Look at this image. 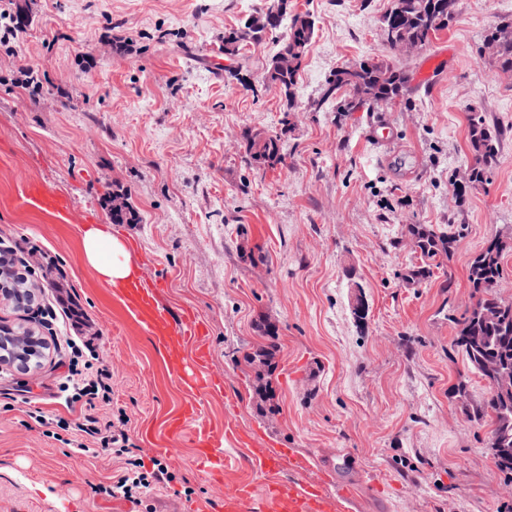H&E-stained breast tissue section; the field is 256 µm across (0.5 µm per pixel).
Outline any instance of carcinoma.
Listing matches in <instances>:
<instances>
[{
    "instance_id": "cac0c4a2",
    "label": "carcinoma",
    "mask_w": 512,
    "mask_h": 512,
    "mask_svg": "<svg viewBox=\"0 0 512 512\" xmlns=\"http://www.w3.org/2000/svg\"><path fill=\"white\" fill-rule=\"evenodd\" d=\"M457 0H395L394 7L383 17L385 39L396 51L403 42L420 48L429 46L438 32L448 28L456 14ZM287 12L273 8L262 14V20L244 22L242 28L224 36V55L233 56L238 44L247 39L258 40L269 31L285 28L279 49L267 65L265 81L283 94L293 106L296 77L315 35V19L308 13ZM484 48L502 69L512 70V22L488 31ZM408 74L392 59L377 58L336 68L325 83L317 102L322 107L330 99L347 96L345 109L354 110L366 104H390L407 91ZM501 131L487 123L480 112L468 117V141L472 161L468 166L467 184L458 188L459 201L466 190L487 182L490 169L497 164ZM249 161L259 169H274L284 163L280 138L270 134L246 137ZM461 232L443 234L428 224L405 225L407 236L422 263L410 269L406 279L421 282L433 273L434 262L450 258ZM508 240L496 236L470 261L468 280L474 303L460 318H453V346L462 350L467 366L488 384L486 400L473 407V417L490 421L488 445L503 449L494 456L497 467L512 473V301L504 300L498 288L503 277V254ZM16 350L30 357L43 356V344L32 331L20 327L12 335Z\"/></svg>"
}]
</instances>
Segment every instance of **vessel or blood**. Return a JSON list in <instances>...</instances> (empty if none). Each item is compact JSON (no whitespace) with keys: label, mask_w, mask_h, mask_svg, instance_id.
Here are the masks:
<instances>
[{"label":"vessel or blood","mask_w":512,"mask_h":512,"mask_svg":"<svg viewBox=\"0 0 512 512\" xmlns=\"http://www.w3.org/2000/svg\"><path fill=\"white\" fill-rule=\"evenodd\" d=\"M30 205L60 215L72 207L71 199L63 194L50 192L40 187L31 188ZM127 313L140 328L153 336L161 345H186L190 353L183 362L180 382L186 393V402L181 414L171 423L169 433L191 434L199 448L201 460L227 465L232 457L222 445L216 444L211 430L198 421L199 399L205 395H218L224 390V382L209 370V352L205 343L204 327L192 313L174 318L159 298V287L147 277L119 286L116 290ZM279 453L266 456L260 463L265 476L262 493H255L247 485L241 486L223 499L215 501V512H275L280 500H287L288 512H324L325 501L321 487L301 482L280 483L277 479Z\"/></svg>","instance_id":"vessel-or-blood-1"}]
</instances>
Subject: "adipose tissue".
I'll return each instance as SVG.
<instances>
[{
  "instance_id": "adipose-tissue-1",
  "label": "adipose tissue",
  "mask_w": 512,
  "mask_h": 512,
  "mask_svg": "<svg viewBox=\"0 0 512 512\" xmlns=\"http://www.w3.org/2000/svg\"><path fill=\"white\" fill-rule=\"evenodd\" d=\"M85 261L108 285L115 286L133 278L139 267L133 262L127 244L112 233L108 224H91L82 232Z\"/></svg>"
}]
</instances>
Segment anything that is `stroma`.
<instances>
[{"instance_id": "1", "label": "stroma", "mask_w": 512, "mask_h": 512, "mask_svg": "<svg viewBox=\"0 0 512 512\" xmlns=\"http://www.w3.org/2000/svg\"><path fill=\"white\" fill-rule=\"evenodd\" d=\"M16 2L20 19L0 17V251H12L33 302L26 311L0 300V324L63 332L37 310L65 287L112 373V408L176 480L144 506L101 493L122 459L76 453L46 434V423L80 415L59 390L65 369L50 348L37 371L0 368V512H193L225 488L262 486L253 462L275 448L294 451L282 480L325 483L331 497L337 483L356 484L345 512H512V474L495 465L487 424L453 394L463 371L472 403L488 385L468 372L449 321L474 302L472 257L512 234V72L481 52L488 29L512 22V0H458L429 47L397 54L411 76L405 99L354 112L314 103L338 65L386 54L382 19L394 0H288L289 12L316 20L291 105L265 83L277 33L242 43L233 59L220 49L274 0ZM234 61L245 82L224 75ZM25 68L41 88H20ZM474 110L503 139L488 182L461 202ZM248 131L280 136L284 164L253 168ZM33 184L70 196V215L27 205ZM119 205L134 219L113 220ZM88 224L133 244L173 315L190 310L205 323L224 392L201 399L199 420L250 440L219 480L190 436L168 439L166 422L185 401L180 356L135 325L84 261ZM409 224L465 228L452 258L420 284L403 278L421 261ZM356 283L368 305L361 325L350 309ZM264 325L279 349L262 399L248 355ZM32 406L45 424L29 418ZM346 454L359 471L336 470L331 482L297 466Z\"/></svg>"}]
</instances>
